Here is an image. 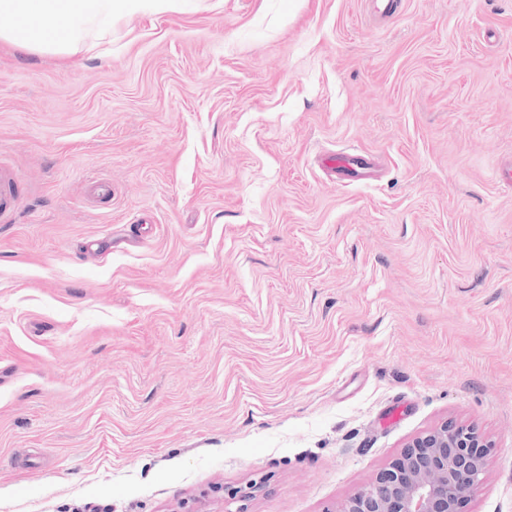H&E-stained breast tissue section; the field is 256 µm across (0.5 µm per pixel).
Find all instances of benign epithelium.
Returning a JSON list of instances; mask_svg holds the SVG:
<instances>
[{
  "label": "benign epithelium",
  "instance_id": "benign-epithelium-1",
  "mask_svg": "<svg viewBox=\"0 0 512 512\" xmlns=\"http://www.w3.org/2000/svg\"><path fill=\"white\" fill-rule=\"evenodd\" d=\"M489 446L446 421L412 439L362 488L326 512H460L485 480Z\"/></svg>",
  "mask_w": 512,
  "mask_h": 512
}]
</instances>
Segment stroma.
Wrapping results in <instances>:
<instances>
[{"label": "stroma", "instance_id": "stroma-1", "mask_svg": "<svg viewBox=\"0 0 512 512\" xmlns=\"http://www.w3.org/2000/svg\"><path fill=\"white\" fill-rule=\"evenodd\" d=\"M374 8L0 41V512H326L447 420L512 512V0Z\"/></svg>", "mask_w": 512, "mask_h": 512}]
</instances>
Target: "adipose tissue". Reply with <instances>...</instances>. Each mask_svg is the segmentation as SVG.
Here are the masks:
<instances>
[{
  "label": "adipose tissue",
  "instance_id": "adipose-tissue-1",
  "mask_svg": "<svg viewBox=\"0 0 512 512\" xmlns=\"http://www.w3.org/2000/svg\"><path fill=\"white\" fill-rule=\"evenodd\" d=\"M171 0H0V40L34 53L69 55L89 30L164 9Z\"/></svg>",
  "mask_w": 512,
  "mask_h": 512
}]
</instances>
